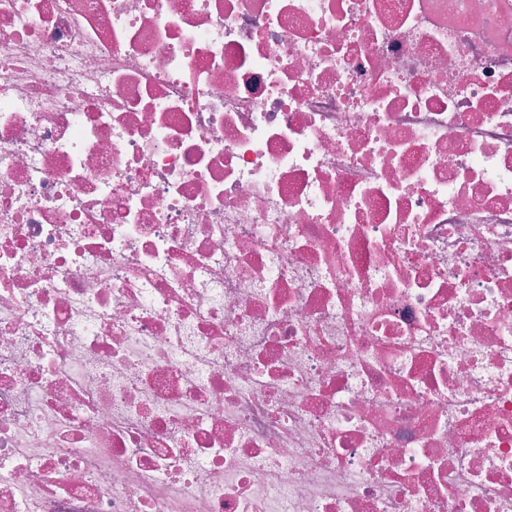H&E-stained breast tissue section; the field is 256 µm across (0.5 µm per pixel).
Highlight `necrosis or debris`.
I'll list each match as a JSON object with an SVG mask.
<instances>
[{
  "instance_id": "necrosis-or-debris-1",
  "label": "necrosis or debris",
  "mask_w": 512,
  "mask_h": 512,
  "mask_svg": "<svg viewBox=\"0 0 512 512\" xmlns=\"http://www.w3.org/2000/svg\"><path fill=\"white\" fill-rule=\"evenodd\" d=\"M0 512H512V0H0Z\"/></svg>"
}]
</instances>
